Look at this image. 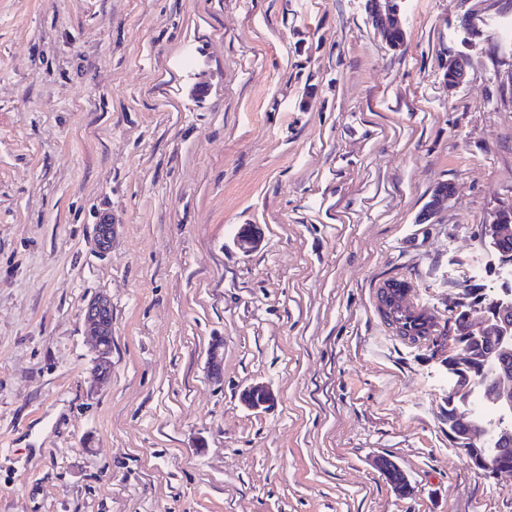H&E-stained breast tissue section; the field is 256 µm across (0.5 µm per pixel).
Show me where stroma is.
<instances>
[{
  "label": "stroma",
  "mask_w": 512,
  "mask_h": 512,
  "mask_svg": "<svg viewBox=\"0 0 512 512\" xmlns=\"http://www.w3.org/2000/svg\"><path fill=\"white\" fill-rule=\"evenodd\" d=\"M400 16L395 47L366 0H0V512H512L448 436L452 304L507 267L512 0ZM510 209V208H507ZM504 221L512 224V208L507 212L503 213ZM511 224H500L497 213L495 215L493 224H487L484 229L485 238H489L491 241H499L502 239H508V235L512 232ZM497 250L503 255L507 256L510 262L512 261V238L510 237L507 241L502 242ZM392 288H407V293L405 295V302H400L401 300L397 301L395 300L391 304L392 310L399 311V314H403L407 316L409 319L408 321L412 322L415 326V329L412 330V333H417L419 336L417 339H425L427 337H430L434 335L436 332V329L438 327L437 321L435 318L422 310L421 308L411 305L407 299L409 295V288L407 285L403 282H400L398 280L396 281H390L388 283H385L382 287V294L380 295L379 299V308L382 312H387V306L391 302V298L389 297V294L391 293L390 290ZM399 306V307H398ZM83 320L87 334L94 341L95 360L92 378L95 382L108 378L112 372L111 349L104 342L112 337V305L106 297H98L83 310ZM244 403L253 410L267 407L274 401V395L271 390L262 384H256L249 387L243 393Z\"/></svg>",
  "instance_id": "obj_1"
}]
</instances>
